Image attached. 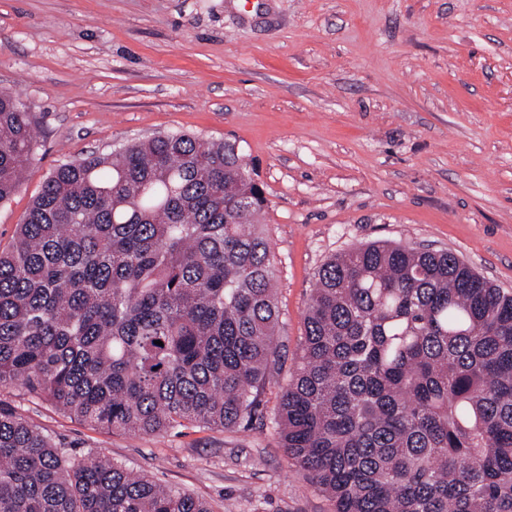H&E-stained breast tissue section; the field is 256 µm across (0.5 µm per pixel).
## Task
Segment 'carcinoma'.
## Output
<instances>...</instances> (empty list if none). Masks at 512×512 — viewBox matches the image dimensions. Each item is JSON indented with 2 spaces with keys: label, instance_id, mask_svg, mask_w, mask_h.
I'll use <instances>...</instances> for the list:
<instances>
[{
  "label": "carcinoma",
  "instance_id": "obj_1",
  "mask_svg": "<svg viewBox=\"0 0 512 512\" xmlns=\"http://www.w3.org/2000/svg\"><path fill=\"white\" fill-rule=\"evenodd\" d=\"M36 145L0 92V202ZM264 207L235 144L189 133L59 164L0 251V383L135 436L252 422L282 370ZM275 420L335 512H512V292L446 250L329 258ZM0 512L211 509L0 405Z\"/></svg>",
  "mask_w": 512,
  "mask_h": 512
}]
</instances>
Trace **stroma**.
I'll list each match as a JSON object with an SVG mask.
<instances>
[{"instance_id": "obj_1", "label": "stroma", "mask_w": 512, "mask_h": 512, "mask_svg": "<svg viewBox=\"0 0 512 512\" xmlns=\"http://www.w3.org/2000/svg\"><path fill=\"white\" fill-rule=\"evenodd\" d=\"M0 91L37 158L0 203V249L60 163L184 132L236 143L268 200L277 342L300 354L315 275L371 241L448 250L512 291V0H0ZM136 437L12 383L0 404L212 512H334L273 422Z\"/></svg>"}]
</instances>
